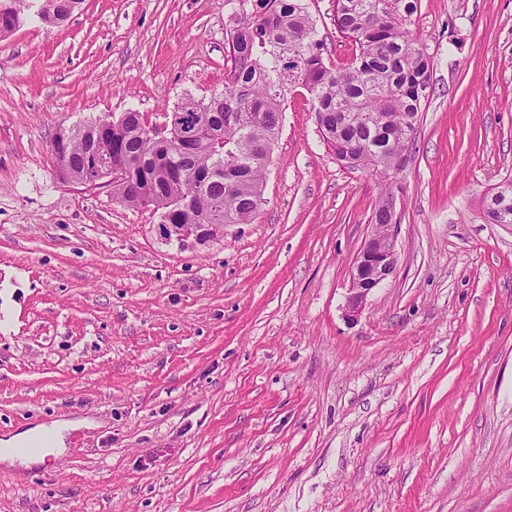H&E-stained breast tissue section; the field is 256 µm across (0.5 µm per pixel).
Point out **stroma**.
<instances>
[{
    "mask_svg": "<svg viewBox=\"0 0 512 512\" xmlns=\"http://www.w3.org/2000/svg\"><path fill=\"white\" fill-rule=\"evenodd\" d=\"M415 4L433 93L403 168L343 167L293 89L258 214L194 248L60 181L50 143L223 90L254 0H83L0 38V437L72 424L0 463V512H512V224L483 211L512 183V0ZM387 190L397 268L350 318ZM67 427L63 424L53 423L50 427L40 426L28 429L9 438H0V461H10L13 463L19 460L22 463H41L46 464L50 456L57 457L64 451V436ZM46 438L48 443L40 453H23V448L32 444L37 439Z\"/></svg>",
    "mask_w": 512,
    "mask_h": 512,
    "instance_id": "stroma-1",
    "label": "stroma"
}]
</instances>
